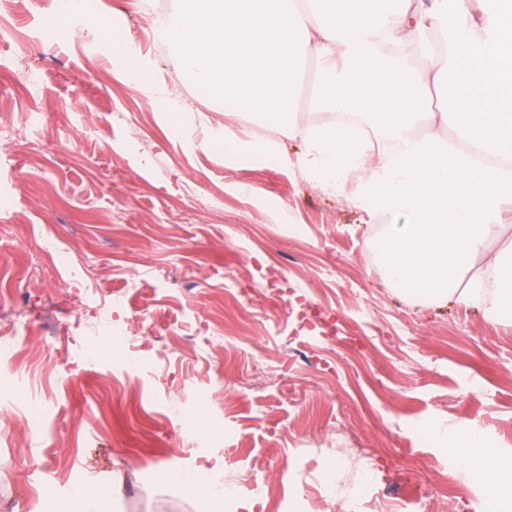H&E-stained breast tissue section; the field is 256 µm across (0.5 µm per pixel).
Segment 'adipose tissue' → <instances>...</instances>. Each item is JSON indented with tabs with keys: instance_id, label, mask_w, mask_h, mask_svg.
Wrapping results in <instances>:
<instances>
[{
	"instance_id": "obj_1",
	"label": "adipose tissue",
	"mask_w": 512,
	"mask_h": 512,
	"mask_svg": "<svg viewBox=\"0 0 512 512\" xmlns=\"http://www.w3.org/2000/svg\"><path fill=\"white\" fill-rule=\"evenodd\" d=\"M171 0L157 36L214 104L277 138L226 127L208 140L227 162L297 168L323 194L382 226L366 241L385 280L410 299L454 301L512 321V0ZM334 123L296 124L304 66ZM450 110H433L437 95ZM455 122L454 137L440 127ZM301 139L288 156L279 138ZM497 248H489V238ZM487 474L483 500L512 512V457L480 427L451 450Z\"/></svg>"
}]
</instances>
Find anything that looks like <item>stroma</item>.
Listing matches in <instances>:
<instances>
[{"label": "stroma", "instance_id": "obj_1", "mask_svg": "<svg viewBox=\"0 0 512 512\" xmlns=\"http://www.w3.org/2000/svg\"><path fill=\"white\" fill-rule=\"evenodd\" d=\"M93 2L103 34L48 40L54 0H0V334L35 351L41 367L18 375L32 401L59 408L32 437L20 412L0 405V452L14 460L0 502L20 494L21 512H58L80 477L111 488L109 512H225L164 481L176 467L268 479V495L236 512H282V499L302 493L301 512L357 502L406 512L394 489L407 476L436 490L430 512H471L485 477L448 470L449 444L477 425L512 456V325L452 301L403 299L367 249L375 227L365 212L291 168L225 163L208 127L245 126L189 87L150 39L169 0ZM117 33L179 97L189 139L140 79L113 76ZM48 233L72 246L86 281L123 297L114 318L147 317L137 343L153 363L141 380L113 386L110 340L86 329L98 305L35 256ZM258 253L360 345L298 329L254 266ZM200 390L209 402L179 418L168 411ZM213 419L229 429L227 445L189 447L185 428ZM331 419L335 443H309ZM430 422L447 425V444L423 434ZM343 448L360 468L343 473V497L323 502Z\"/></svg>", "mask_w": 512, "mask_h": 512}]
</instances>
